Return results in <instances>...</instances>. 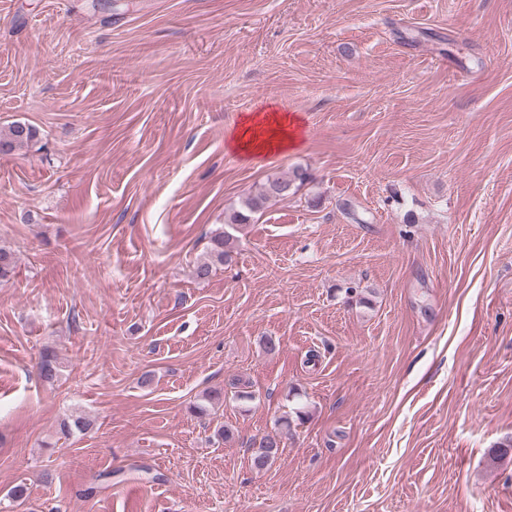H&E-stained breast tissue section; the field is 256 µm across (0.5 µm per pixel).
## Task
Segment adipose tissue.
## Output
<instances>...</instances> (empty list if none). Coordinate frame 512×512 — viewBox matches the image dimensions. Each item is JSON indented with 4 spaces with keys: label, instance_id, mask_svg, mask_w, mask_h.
I'll use <instances>...</instances> for the list:
<instances>
[{
    "label": "adipose tissue",
    "instance_id": "obj_1",
    "mask_svg": "<svg viewBox=\"0 0 512 512\" xmlns=\"http://www.w3.org/2000/svg\"><path fill=\"white\" fill-rule=\"evenodd\" d=\"M301 120L275 109L246 115L233 132L229 147L249 158L288 152L301 143Z\"/></svg>",
    "mask_w": 512,
    "mask_h": 512
}]
</instances>
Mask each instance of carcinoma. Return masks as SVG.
<instances>
[{"label": "carcinoma", "mask_w": 512, "mask_h": 512, "mask_svg": "<svg viewBox=\"0 0 512 512\" xmlns=\"http://www.w3.org/2000/svg\"><path fill=\"white\" fill-rule=\"evenodd\" d=\"M37 137L38 130L34 126L17 122L4 131L0 130V154H10L31 144ZM309 179L310 175L306 169L296 167L288 177H271L256 192L249 194L241 209L230 214L225 226L212 231L207 255L194 268L195 277L206 279L215 265H228L233 262L234 238L226 228L250 223L251 214L263 209L272 199L288 196L292 188L305 184ZM15 268L14 254L0 247V280L9 278ZM58 372L56 358L48 352L43 353L39 363L40 378L46 383H52L57 379ZM278 452L279 443L275 437H262L258 448L251 455V466L256 470L268 468L276 459Z\"/></svg>", "instance_id": "carcinoma-1"}]
</instances>
